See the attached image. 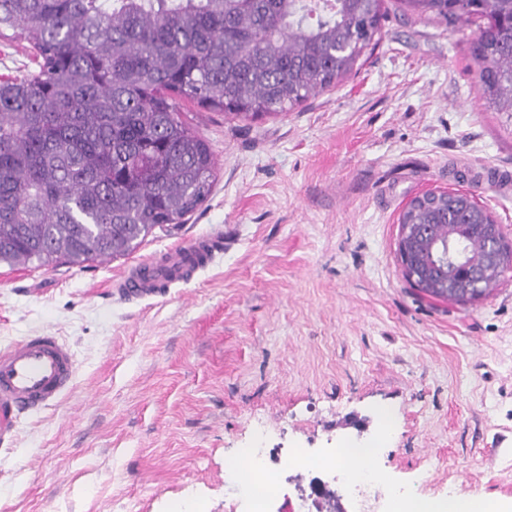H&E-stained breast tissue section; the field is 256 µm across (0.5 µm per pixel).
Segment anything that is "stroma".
I'll return each mask as SVG.
<instances>
[{
    "label": "stroma",
    "mask_w": 512,
    "mask_h": 512,
    "mask_svg": "<svg viewBox=\"0 0 512 512\" xmlns=\"http://www.w3.org/2000/svg\"><path fill=\"white\" fill-rule=\"evenodd\" d=\"M335 88L244 121L181 100L210 147V195L132 253L81 266L0 264V345L74 350L72 390L0 449V512H229L224 459L289 458L394 430L373 462L393 486L512 503V272L466 305L405 280L399 216L426 191L474 195L512 241V132L479 99L473 24L403 14ZM37 62L0 39V78ZM493 167L503 182L459 180ZM203 234L224 249L188 284L124 302L131 263ZM354 512L334 471L291 467L267 512Z\"/></svg>",
    "instance_id": "stroma-1"
}]
</instances>
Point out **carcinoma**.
<instances>
[{
    "label": "carcinoma",
    "instance_id": "cac0c4a2",
    "mask_svg": "<svg viewBox=\"0 0 512 512\" xmlns=\"http://www.w3.org/2000/svg\"><path fill=\"white\" fill-rule=\"evenodd\" d=\"M453 26L479 20L478 92L512 126V0H399ZM382 0H0V38L20 33L38 70L0 79V264L82 265L132 252L183 224L209 196V146L178 101L240 119L278 116L336 87L380 39ZM470 193L415 198L398 240L415 287L448 298V270L427 245L464 253L454 286L480 270L468 302L508 270L487 261Z\"/></svg>",
    "mask_w": 512,
    "mask_h": 512
}]
</instances>
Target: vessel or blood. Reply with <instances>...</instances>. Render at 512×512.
<instances>
[{
  "mask_svg": "<svg viewBox=\"0 0 512 512\" xmlns=\"http://www.w3.org/2000/svg\"><path fill=\"white\" fill-rule=\"evenodd\" d=\"M219 250L216 237H196L134 264L113 281V291L132 301L156 296L169 285L191 280ZM75 377V356L60 337L37 333L1 346L0 446L13 444L23 417L56 406Z\"/></svg>",
  "mask_w": 512,
  "mask_h": 512,
  "instance_id": "obj_1",
  "label": "vessel or blood"
}]
</instances>
